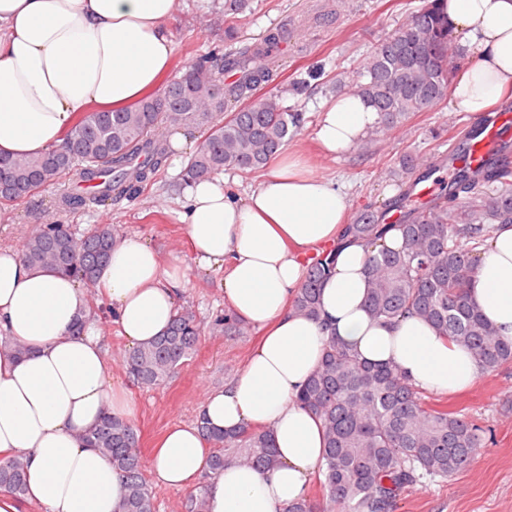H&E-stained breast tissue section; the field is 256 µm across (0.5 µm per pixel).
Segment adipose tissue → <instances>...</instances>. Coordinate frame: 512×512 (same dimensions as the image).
Wrapping results in <instances>:
<instances>
[{
  "label": "adipose tissue",
  "mask_w": 512,
  "mask_h": 512,
  "mask_svg": "<svg viewBox=\"0 0 512 512\" xmlns=\"http://www.w3.org/2000/svg\"><path fill=\"white\" fill-rule=\"evenodd\" d=\"M438 6L465 59L449 105L485 115L512 95V0ZM177 8L178 0H0V153L42 155L62 144L76 115L161 92L176 56ZM380 124L360 96L345 92L324 102L314 135L333 159ZM350 208L332 178L288 150L245 196L221 176L186 188L181 220L192 266L163 262L137 233L115 245L97 284L131 346L163 332L195 269L224 270L225 301L261 332L241 372L206 390L198 413L216 429H270L278 466L263 472L228 462L212 470L197 426L182 423L167 430L149 462L157 483H204L207 512H284L303 498L324 460V439L297 396L330 336L365 361L396 363L426 391L454 393L478 379L470 353L426 322L407 316L385 324L369 314L365 248L338 244ZM332 250L319 318L295 313L308 267ZM469 298L512 340V224L496 225L487 239ZM87 313V293L73 276L33 268L21 251L0 248V330L10 339L0 346V461L24 455L28 475L24 499L0 491V512L31 505L121 512L122 476L85 435L104 414L134 418L136 405L112 381L104 338Z\"/></svg>",
  "instance_id": "adipose-tissue-1"
}]
</instances>
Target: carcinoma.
<instances>
[{
	"instance_id": "carcinoma-1",
	"label": "carcinoma",
	"mask_w": 512,
	"mask_h": 512,
	"mask_svg": "<svg viewBox=\"0 0 512 512\" xmlns=\"http://www.w3.org/2000/svg\"><path fill=\"white\" fill-rule=\"evenodd\" d=\"M436 2L423 0L411 18L371 47L364 69L349 79L348 87L379 112L386 130L403 127L412 115L448 97L453 36ZM246 9L247 0H224V39L237 38L239 15ZM290 37L288 29H277L259 42L239 46L217 64L213 56H202L156 96L114 112L87 113L67 133L62 147L41 156L0 155V203L27 198L65 179L87 187L84 194L61 192L65 210L132 198L164 166L163 130L175 125L207 128L188 159L187 181L226 170H263L302 125L301 113L284 106L280 94L265 90L280 75L281 47ZM230 100L240 104L237 111H224ZM511 155L512 146L505 144L481 166L455 169L448 182L439 183L436 194L421 202L414 188L435 174L437 166H429L391 203L400 212L396 223H385L384 215L366 206L354 212L343 231V238L360 240L368 249L369 313L385 323L418 316L466 349L481 374L512 364V341L499 337L468 297L485 240L495 225L512 224ZM394 226L402 243L389 248L383 239ZM117 242L110 226L79 234L50 221L28 236L23 255L36 268L73 274L93 286ZM333 265L328 254L310 267L292 301L297 314L319 317L321 283ZM213 326L230 336L241 332L243 323L226 313ZM199 336L196 315L183 309L161 336L129 351L123 365L142 386L163 384L193 357ZM298 401L323 427L320 486L336 512H397L402 494L464 470L477 449L492 439L491 430L468 414L427 403L395 364H368L333 336ZM197 423L213 448V469L224 468L228 460L259 470L277 466L270 430L248 425L215 430L201 418ZM86 439L123 477L122 512H156L133 423L108 414ZM0 489L24 498L27 471L22 455L0 462ZM180 510L207 512L204 489L190 493ZM285 512L325 508L307 496Z\"/></svg>"
}]
</instances>
